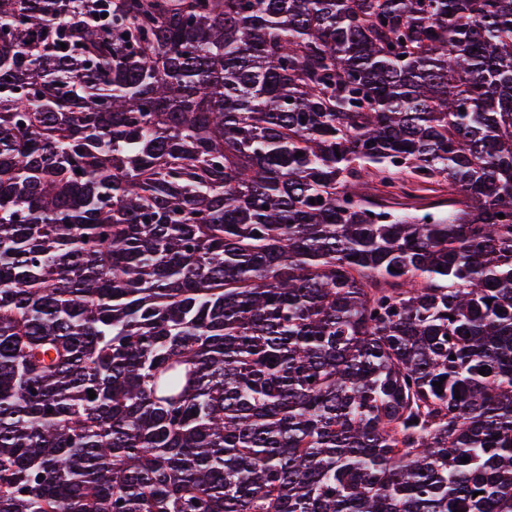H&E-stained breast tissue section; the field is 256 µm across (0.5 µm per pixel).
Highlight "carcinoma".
<instances>
[{
    "label": "carcinoma",
    "instance_id": "carcinoma-1",
    "mask_svg": "<svg viewBox=\"0 0 512 512\" xmlns=\"http://www.w3.org/2000/svg\"><path fill=\"white\" fill-rule=\"evenodd\" d=\"M457 509L512 512V0H0V512ZM392 198H389L391 209L397 211H416L422 213L425 211L442 212L448 211V184L435 186L432 190L417 193V198H403V195L394 191Z\"/></svg>",
    "mask_w": 512,
    "mask_h": 512
}]
</instances>
